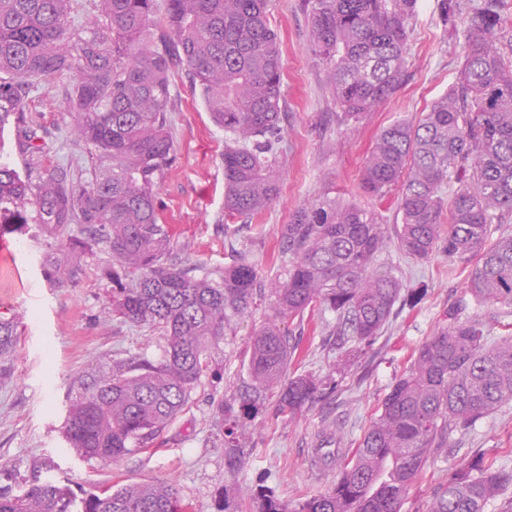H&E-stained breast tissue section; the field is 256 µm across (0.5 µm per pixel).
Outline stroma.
Instances as JSON below:
<instances>
[{
	"mask_svg": "<svg viewBox=\"0 0 512 512\" xmlns=\"http://www.w3.org/2000/svg\"><path fill=\"white\" fill-rule=\"evenodd\" d=\"M268 18L281 36L282 55L276 200L260 215L225 220L224 132L212 123L184 70L175 74L172 85L170 131L176 159L156 188L158 207L171 230L174 262L194 265L196 276L216 279L246 251L263 286L284 271L282 226L295 210L320 196L361 205L395 224L396 194L375 198L360 188L365 160L382 128L418 120L460 83L462 69L458 38L444 26L439 0H418L402 85L356 126L341 125L327 69L308 50L304 0H271ZM71 86L67 77L41 88L30 117L42 126L55 161L83 184L91 178L92 158L72 141V119L65 107ZM65 244V239L45 236L35 224L22 232L0 231V318H17L20 332L14 352L0 358V458L23 474L33 463L50 461L47 479L77 494L110 484L169 483L193 512H216L225 490L234 487L243 494L241 512H255L251 495L263 486L285 499L329 487L336 466L315 464L318 437L339 427L347 438L359 435L417 349L443 326L449 301L465 296L471 274L470 265L442 252L416 261L388 244L378 258L379 269L393 272L404 287L426 286L423 298L414 308L395 310L376 343L355 354L336 392L302 416L277 417L276 396L268 394L247 431L253 452L232 474L224 466L216 407L233 404L238 388L248 382L247 351L255 330L273 314L271 299L238 318L189 407L152 449L116 463L87 460L65 442L68 405L117 363L157 358L162 343L148 328L113 319L112 285L105 276L110 255L104 246L85 255L72 281L49 282L44 258ZM331 318L330 312L320 311L303 321L283 320V329L302 345L290 362L291 371L338 373L324 329ZM476 454L489 462L512 459V404L474 429L451 435L447 451L429 460L401 512H428L452 467Z\"/></svg>",
	"mask_w": 512,
	"mask_h": 512,
	"instance_id": "1",
	"label": "stroma"
}]
</instances>
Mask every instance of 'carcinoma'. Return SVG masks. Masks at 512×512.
I'll return each instance as SVG.
<instances>
[{"label":"carcinoma","instance_id":"1","mask_svg":"<svg viewBox=\"0 0 512 512\" xmlns=\"http://www.w3.org/2000/svg\"><path fill=\"white\" fill-rule=\"evenodd\" d=\"M75 0H0V128L13 121L23 171L0 162V224L40 225L49 237L80 225L66 252L47 256L57 282L91 249L111 254L112 316L146 326L163 340L159 358L124 363L67 410L64 437L79 455L118 461L149 448L190 403L224 335L250 313L258 272L247 255L220 279L197 278L171 260L172 238L155 201L175 145L168 115L173 77H192L212 122L224 129V215L255 216L279 187L281 51L268 20L269 0H96L86 29L71 25ZM417 0H306L308 47L328 71L340 120L358 122L402 81ZM469 8L461 34V86L414 122L376 136L361 174L364 191L400 187L394 225L398 247L416 260L440 250L474 263L470 299L448 306L445 325L417 350L392 384L379 414L351 441V455L318 446L339 477L325 491L292 501L258 493L256 512H399L430 457L448 437L512 403V334L490 336L475 306L512 305V17L505 0H441L445 26ZM75 144L90 150L93 177L74 181L53 162L41 126L29 121V96L67 76ZM448 221H443V216ZM284 275L269 283L274 315L252 339L250 382L224 421V465L242 457L248 422L278 389L277 414L293 419L331 388L290 373L300 343L280 328L320 307L336 348L350 357L370 347L395 305L414 301L375 262L390 240L379 213L322 197L296 210L282 230ZM14 318L0 319V357L16 346ZM15 471L0 463V512H71L68 490L41 479L35 465L22 495ZM512 488V467L473 457L434 494L429 512H485ZM165 483L107 486L82 499L81 512H190Z\"/></svg>","mask_w":512,"mask_h":512}]
</instances>
